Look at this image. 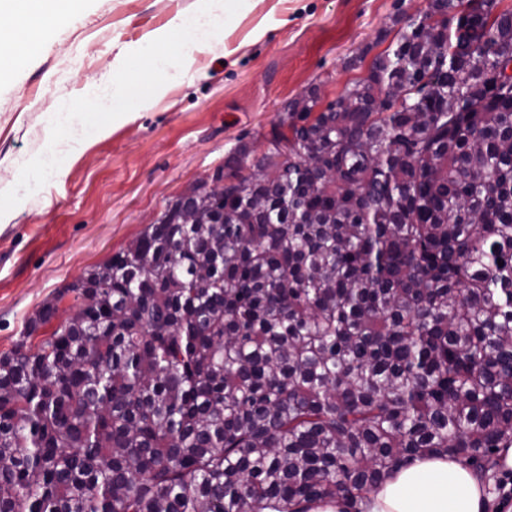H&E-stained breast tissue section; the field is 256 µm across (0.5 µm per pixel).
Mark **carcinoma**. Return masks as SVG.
<instances>
[{
	"label": "carcinoma",
	"instance_id": "carcinoma-1",
	"mask_svg": "<svg viewBox=\"0 0 512 512\" xmlns=\"http://www.w3.org/2000/svg\"><path fill=\"white\" fill-rule=\"evenodd\" d=\"M502 2L432 0L0 354V512H362L417 458L512 447Z\"/></svg>",
	"mask_w": 512,
	"mask_h": 512
}]
</instances>
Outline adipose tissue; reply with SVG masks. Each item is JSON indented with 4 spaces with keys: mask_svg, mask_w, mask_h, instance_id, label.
Returning a JSON list of instances; mask_svg holds the SVG:
<instances>
[{
    "mask_svg": "<svg viewBox=\"0 0 512 512\" xmlns=\"http://www.w3.org/2000/svg\"><path fill=\"white\" fill-rule=\"evenodd\" d=\"M86 0H0V74L17 73L46 47L49 31L84 12ZM481 481L459 461L433 456L414 461L371 494L365 512H486Z\"/></svg>",
    "mask_w": 512,
    "mask_h": 512,
    "instance_id": "1",
    "label": "adipose tissue"
}]
</instances>
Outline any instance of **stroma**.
I'll list each match as a JSON object with an SVG mask.
<instances>
[{"mask_svg": "<svg viewBox=\"0 0 512 512\" xmlns=\"http://www.w3.org/2000/svg\"><path fill=\"white\" fill-rule=\"evenodd\" d=\"M200 0H88L48 35L23 71L0 77V185L49 145L48 114L93 94L125 55L193 16ZM427 0H245L211 44L104 132L58 145L65 172L26 196L0 224V354L36 350L22 333L44 303L60 314L69 285L125 248L237 145L267 146L288 100L317 87L331 102L363 78Z\"/></svg>", "mask_w": 512, "mask_h": 512, "instance_id": "35a3bbf8", "label": "stroma"}]
</instances>
